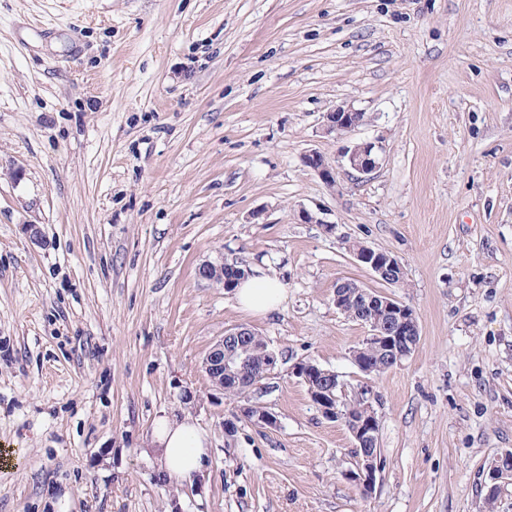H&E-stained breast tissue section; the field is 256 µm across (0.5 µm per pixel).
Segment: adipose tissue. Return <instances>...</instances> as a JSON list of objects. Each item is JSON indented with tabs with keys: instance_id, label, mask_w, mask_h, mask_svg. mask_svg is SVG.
Segmentation results:
<instances>
[{
	"instance_id": "adipose-tissue-1",
	"label": "adipose tissue",
	"mask_w": 512,
	"mask_h": 512,
	"mask_svg": "<svg viewBox=\"0 0 512 512\" xmlns=\"http://www.w3.org/2000/svg\"><path fill=\"white\" fill-rule=\"evenodd\" d=\"M285 289L272 275L246 278L235 291L240 309L253 315H264L282 303ZM152 441L161 451V468L169 481L190 483L201 472L209 454L206 434L194 422H177L162 416L152 429Z\"/></svg>"
}]
</instances>
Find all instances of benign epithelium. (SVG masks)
<instances>
[{
	"label": "benign epithelium",
	"mask_w": 512,
	"mask_h": 512,
	"mask_svg": "<svg viewBox=\"0 0 512 512\" xmlns=\"http://www.w3.org/2000/svg\"><path fill=\"white\" fill-rule=\"evenodd\" d=\"M363 113L350 107H338L323 116L325 133L347 132L359 126ZM381 147L373 142L356 143L345 148L340 161L333 165L318 151H309L302 158L303 164L314 171L328 186H336L338 170L345 167L363 176L379 167ZM360 263L367 266L375 277L389 285L399 284L404 279V266L393 253L376 250L366 245L349 248ZM199 278L220 285L226 291H232L241 277V270H234L229 278H224V261H204L198 267ZM333 303L342 313L348 312V306L360 307L359 323L368 328L363 345L372 348L378 357L394 366L409 356L408 348L419 335L418 317L413 308L393 295L365 288L352 280H344L336 285ZM258 332L247 327H233L224 331V337L210 349L203 360V369L215 390L224 392L231 388L244 395L261 386L245 374L251 350L236 347V344ZM263 377L270 378L278 362V354L265 342L262 344ZM292 373L304 383L312 402L322 416L332 422L344 424L354 440V447L362 449L356 457L354 469L349 471L348 479L355 483L364 496H369L375 487L377 472L381 467L378 452L379 418L370 397L358 399L360 416L350 419L338 406L339 396L345 395L344 383L339 375L320 367L311 361L297 362ZM237 417L247 423L263 425L269 428L277 426L276 415L250 404L239 406ZM512 464V455L504 453L489 466L484 486L488 491H503L509 483L506 479L508 464Z\"/></svg>",
	"instance_id": "1"
}]
</instances>
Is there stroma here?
I'll return each instance as SVG.
<instances>
[{"label":"stroma","mask_w":512,"mask_h":512,"mask_svg":"<svg viewBox=\"0 0 512 512\" xmlns=\"http://www.w3.org/2000/svg\"><path fill=\"white\" fill-rule=\"evenodd\" d=\"M340 105L363 123L325 134ZM361 141L381 148L367 178L302 162ZM206 260L275 274L284 301L239 310ZM344 279L417 313L384 374L352 360ZM234 326L278 354L245 397L278 424L230 438L202 361ZM302 360L370 392L369 497ZM161 413L209 439L194 485L160 476ZM507 451L512 0H0V512H482ZM349 251L357 261L367 266L379 281L392 285L399 284L404 279V266L395 254L361 244L356 248L349 245ZM512 464V455L510 453H504L498 456L489 466L484 485L488 487V492L495 491L496 489L500 490V493H503L505 490V486L509 483V480H512V472L511 475L508 476L507 480L505 478L508 473V464Z\"/></svg>","instance_id":"stroma-1"}]
</instances>
